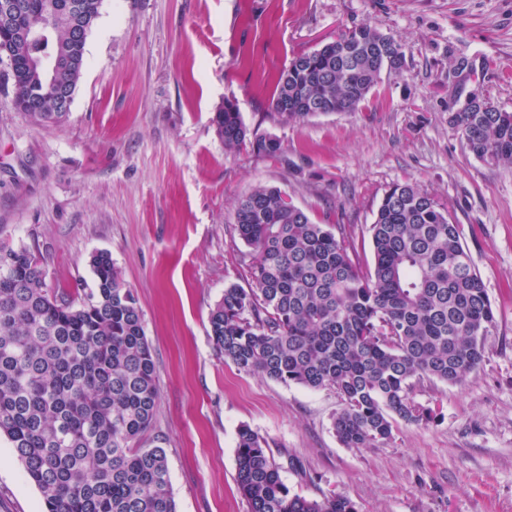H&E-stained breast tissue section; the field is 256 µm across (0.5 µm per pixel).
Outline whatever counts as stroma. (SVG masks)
<instances>
[{
    "label": "stroma",
    "mask_w": 512,
    "mask_h": 512,
    "mask_svg": "<svg viewBox=\"0 0 512 512\" xmlns=\"http://www.w3.org/2000/svg\"><path fill=\"white\" fill-rule=\"evenodd\" d=\"M363 23L401 42L402 73L354 112L270 111L294 56ZM474 94L512 112V0H102L64 123L31 122L0 88V243L39 254L48 285L74 296L94 286L90 255L111 253L157 367L140 445L166 448L177 512H248L243 425L296 493L340 491L360 512H512V169L474 156L451 122ZM227 99L281 156L225 149L210 117ZM408 178L460 224L498 327L465 382L416 387L438 402L435 421L346 448L333 390L239 372L214 350L209 313L241 280L232 224L253 187L279 188L315 223L352 225L368 267L377 209ZM0 512H44L3 439Z\"/></svg>",
    "instance_id": "1"
}]
</instances>
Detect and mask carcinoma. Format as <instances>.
I'll return each instance as SVG.
<instances>
[{
    "label": "carcinoma",
    "instance_id": "carcinoma-1",
    "mask_svg": "<svg viewBox=\"0 0 512 512\" xmlns=\"http://www.w3.org/2000/svg\"><path fill=\"white\" fill-rule=\"evenodd\" d=\"M17 24L0 32L13 59V105L36 124L66 119L85 66L77 35L102 0H15ZM58 57L52 75L38 63ZM405 67L402 44L365 23L295 56L269 108L281 119L354 112L381 74ZM470 151L512 166V112L475 95L453 113ZM228 150L278 156L280 143L249 130L237 104L211 118ZM278 188L259 185L235 207L238 265L248 283L224 287L209 314L224 361L286 385L329 387L340 407L332 429L346 448L379 447L394 424L431 421L418 402L425 381L461 384L482 363L497 319L448 207L417 185L384 194L370 225L373 266L363 269L352 226L315 224ZM95 287L57 297L39 255L0 246V438L45 512H176L166 449L140 448L159 405L157 369L142 314L106 251L90 256ZM236 482L249 512H360L347 495L291 491L268 441L243 425Z\"/></svg>",
    "mask_w": 512,
    "mask_h": 512
}]
</instances>
